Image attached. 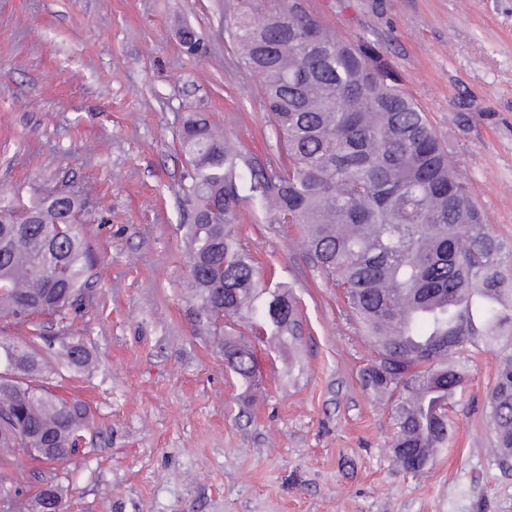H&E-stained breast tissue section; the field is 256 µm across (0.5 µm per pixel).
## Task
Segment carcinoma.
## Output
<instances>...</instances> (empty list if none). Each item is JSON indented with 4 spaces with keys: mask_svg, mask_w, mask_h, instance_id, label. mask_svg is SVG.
Masks as SVG:
<instances>
[{
    "mask_svg": "<svg viewBox=\"0 0 512 512\" xmlns=\"http://www.w3.org/2000/svg\"><path fill=\"white\" fill-rule=\"evenodd\" d=\"M230 28L239 60L262 78L286 166H253L206 119L189 115L178 134L192 202L188 276L207 323L242 312L296 339L298 313L286 288H270L232 231L240 204L270 207L299 224L321 274L340 290L370 339L363 372L375 393L399 392L398 445L429 464L454 431L449 415L470 347L492 350L512 335V246L493 235L457 177L446 147L374 40L345 37L300 0H237ZM185 52L202 36L179 30ZM68 193L18 212L0 207V319L64 321L82 305L85 251ZM224 314H219V310ZM229 368L256 377L253 348L224 339ZM0 470L18 449L61 448L64 463L86 436L89 406H67L43 386L35 343L0 336ZM497 445L512 456V351L499 357L489 397Z\"/></svg>",
    "mask_w": 512,
    "mask_h": 512,
    "instance_id": "carcinoma-1",
    "label": "carcinoma"
}]
</instances>
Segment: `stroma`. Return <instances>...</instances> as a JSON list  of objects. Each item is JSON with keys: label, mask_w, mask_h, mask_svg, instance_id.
<instances>
[{"label": "stroma", "mask_w": 512, "mask_h": 512, "mask_svg": "<svg viewBox=\"0 0 512 512\" xmlns=\"http://www.w3.org/2000/svg\"><path fill=\"white\" fill-rule=\"evenodd\" d=\"M345 36L377 41L427 112L490 230L512 242V0H303ZM233 0H0V203L78 192L90 286L44 321L51 390L86 400L93 432L59 465L68 512H512L493 454L496 351L471 350L455 434L428 469L395 462L391 393L362 383L370 347L315 267L299 226L242 204L235 237L260 281L289 285L301 332L256 350V385L228 367L188 278L191 113L252 164L278 162L259 76L225 29ZM204 38L186 55L176 29ZM83 340L87 366L63 349Z\"/></svg>", "instance_id": "stroma-1"}]
</instances>
